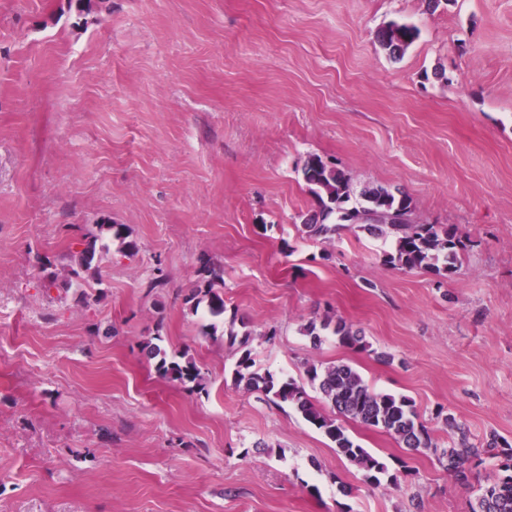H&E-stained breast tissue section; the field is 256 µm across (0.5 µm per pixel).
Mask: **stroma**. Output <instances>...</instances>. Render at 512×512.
<instances>
[{"instance_id":"35a3bbf8","label":"stroma","mask_w":512,"mask_h":512,"mask_svg":"<svg viewBox=\"0 0 512 512\" xmlns=\"http://www.w3.org/2000/svg\"><path fill=\"white\" fill-rule=\"evenodd\" d=\"M391 22L420 31L397 60ZM312 155L455 227L456 273L385 265L358 230L302 237ZM104 220L137 249L109 240L72 287ZM205 259L216 320L184 302ZM327 311L367 350L300 333ZM233 332L313 402L307 366L339 361L410 398L434 449L345 421L388 467L367 483L235 386ZM156 335L205 391L160 376ZM446 413L512 442V0H0V512H471L477 480L434 453L456 442ZM79 244L81 248L72 254L75 265L82 272L95 271L101 259L100 252L97 250V237L82 239ZM79 270L72 269V274L76 279L80 278Z\"/></svg>"}]
</instances>
